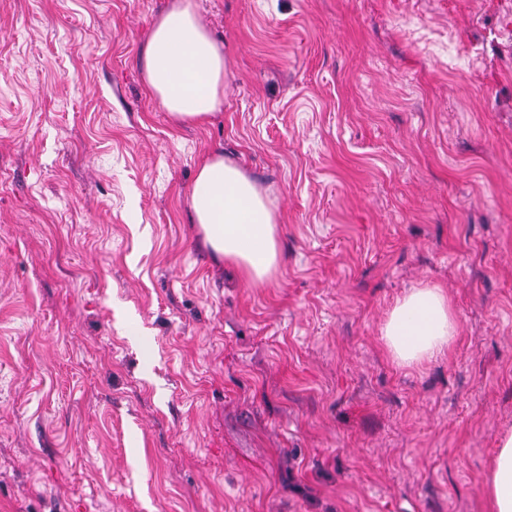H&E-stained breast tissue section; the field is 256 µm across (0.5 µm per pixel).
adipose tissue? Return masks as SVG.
Here are the masks:
<instances>
[{"label":"adipose tissue","mask_w":512,"mask_h":512,"mask_svg":"<svg viewBox=\"0 0 512 512\" xmlns=\"http://www.w3.org/2000/svg\"><path fill=\"white\" fill-rule=\"evenodd\" d=\"M143 73L150 93L179 124H199L224 96V47L200 22L192 0H176L152 27ZM193 220L225 263L254 285L277 272L282 253L279 216L268 196L222 152L206 156L189 194ZM458 321L443 289L424 285L399 298L381 329L393 361L420 367L448 353ZM492 512H512V434L499 442L486 479Z\"/></svg>","instance_id":"ef3b65f1"}]
</instances>
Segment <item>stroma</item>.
Here are the masks:
<instances>
[{
    "instance_id": "stroma-1",
    "label": "stroma",
    "mask_w": 512,
    "mask_h": 512,
    "mask_svg": "<svg viewBox=\"0 0 512 512\" xmlns=\"http://www.w3.org/2000/svg\"><path fill=\"white\" fill-rule=\"evenodd\" d=\"M173 0H0V512H489L512 432V0H193L224 102L175 125ZM279 214L247 283L188 197ZM443 288L449 356L394 363ZM189 208L206 242L253 285L267 283L281 264L279 216L268 196L220 151L199 165ZM457 334L448 295L430 285L412 288L399 298L381 329L391 358L402 367H420L444 356Z\"/></svg>"
}]
</instances>
